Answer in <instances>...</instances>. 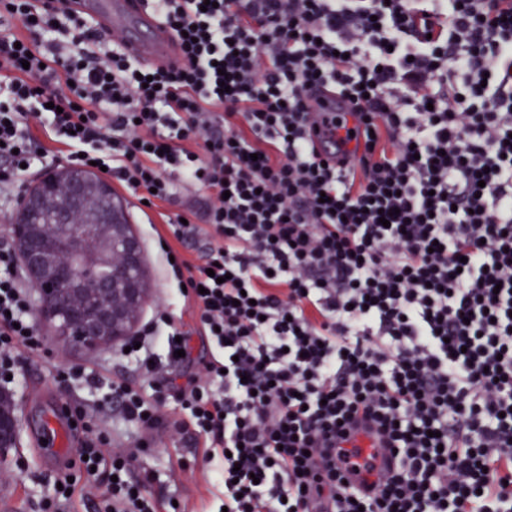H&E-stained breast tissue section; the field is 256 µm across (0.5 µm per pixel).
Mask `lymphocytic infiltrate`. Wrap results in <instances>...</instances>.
<instances>
[{"label":"lymphocytic infiltrate","mask_w":512,"mask_h":512,"mask_svg":"<svg viewBox=\"0 0 512 512\" xmlns=\"http://www.w3.org/2000/svg\"><path fill=\"white\" fill-rule=\"evenodd\" d=\"M71 2L0 0V190L61 146L152 210L204 188L218 246L183 257L191 209L159 240L218 355L177 378L189 331L143 325L129 355L182 418L124 377L70 406L74 479L43 512H70L75 483L96 512H163L142 442L106 450L115 409L222 448L228 512H512V0H152L168 69L92 52L112 33ZM320 90L355 105L361 142L331 123L315 145ZM41 345L1 243L0 390ZM359 420L396 452L384 482L352 478Z\"/></svg>","instance_id":"obj_1"}]
</instances>
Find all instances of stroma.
Masks as SVG:
<instances>
[{
    "instance_id": "obj_1",
    "label": "stroma",
    "mask_w": 512,
    "mask_h": 512,
    "mask_svg": "<svg viewBox=\"0 0 512 512\" xmlns=\"http://www.w3.org/2000/svg\"><path fill=\"white\" fill-rule=\"evenodd\" d=\"M128 213L145 244L155 289V299L145 307L143 320L153 318L160 308H168L192 332L193 359L215 354L209 339L195 333L189 303L177 295V283L165 270L154 232L155 226L162 224V217L156 213L145 216L134 206L129 207ZM77 367L94 370L104 379L119 376L135 381L139 378L134 362L121 357L115 349L104 348L88 354L59 338L45 337L40 355L25 367L12 388L20 440L10 462L0 464V512H39V501L66 470L70 454L58 455L47 450L39 429L47 416L62 415L66 400L91 404L101 398V391L82 383L72 385L69 397L59 394L53 381L57 370ZM221 463L220 449L208 448L193 436L185 435L174 442L160 434L149 442L139 467L157 475L156 482L149 487L150 493L165 501L176 500L181 512H220L224 489L216 480L215 470Z\"/></svg>"
}]
</instances>
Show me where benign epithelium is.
<instances>
[{"mask_svg": "<svg viewBox=\"0 0 512 512\" xmlns=\"http://www.w3.org/2000/svg\"><path fill=\"white\" fill-rule=\"evenodd\" d=\"M7 224L45 330L87 352L135 332L154 297L146 249L107 178L54 167L22 193ZM18 438L16 418L1 413V459Z\"/></svg>", "mask_w": 512, "mask_h": 512, "instance_id": "benign-epithelium-1", "label": "benign epithelium"}]
</instances>
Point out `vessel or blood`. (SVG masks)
<instances>
[{"instance_id": "1", "label": "vessel or blood", "mask_w": 512, "mask_h": 512, "mask_svg": "<svg viewBox=\"0 0 512 512\" xmlns=\"http://www.w3.org/2000/svg\"><path fill=\"white\" fill-rule=\"evenodd\" d=\"M75 7L79 14L91 16L110 29L116 41L142 63L170 66L179 62L177 40L142 0H77ZM352 448L356 463L371 465L372 477H379L393 465L390 451L374 429H361Z\"/></svg>"}]
</instances>
